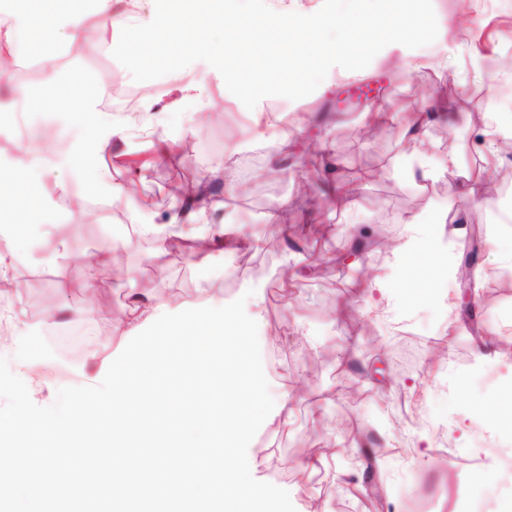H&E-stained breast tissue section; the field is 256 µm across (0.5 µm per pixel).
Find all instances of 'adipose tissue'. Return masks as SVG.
I'll return each instance as SVG.
<instances>
[{
	"mask_svg": "<svg viewBox=\"0 0 512 512\" xmlns=\"http://www.w3.org/2000/svg\"><path fill=\"white\" fill-rule=\"evenodd\" d=\"M172 13L161 24L143 31L132 49L136 58L158 66L167 64L172 53L209 55L222 60L225 78L232 81H261L268 70H276L282 93H290L296 81L322 61L339 56L342 47L360 51L368 47L377 32L401 40L420 33L418 14L390 13L382 23L368 20L354 25L346 42L330 41L320 34V23L307 13L284 7L274 8L256 18L228 22L224 0H175ZM138 28L134 12L114 13L112 0H8L0 9V67L19 63V41L39 49L42 66L40 84L17 89L16 96L31 112L78 114L82 135L75 141L72 159L91 165L98 153L111 149L123 130L111 113L100 109L107 81L88 72L64 80L56 66L61 47L100 48L98 30ZM65 30L64 46H57L54 34ZM223 31V44H214L213 31ZM45 197L34 183L32 169L24 157L0 160V224L9 225L13 239H21L25 225L53 221ZM410 233L396 249V260L413 290L430 288L435 278L450 275L448 255L428 226L410 220Z\"/></svg>",
	"mask_w": 512,
	"mask_h": 512,
	"instance_id": "adipose-tissue-1",
	"label": "adipose tissue"
}]
</instances>
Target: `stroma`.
<instances>
[{
  "instance_id": "35a3bbf8",
  "label": "stroma",
  "mask_w": 512,
  "mask_h": 512,
  "mask_svg": "<svg viewBox=\"0 0 512 512\" xmlns=\"http://www.w3.org/2000/svg\"><path fill=\"white\" fill-rule=\"evenodd\" d=\"M284 3L320 19L331 39L342 35L336 16L376 22L395 7L394 0H225L224 7L247 18ZM420 9L427 35L383 38L359 58L325 60L287 94L271 78L225 80L221 64L204 56L174 58L184 80L197 85L183 94L162 69L124 52L135 33L109 27L103 48L58 58L64 74L94 71L134 96L151 93L157 104L147 112L102 99L125 138L98 156L89 175L63 161L80 133L77 122L64 126L41 112L25 119L24 146L40 158L36 174L50 189L48 206L66 226L61 233L42 224L37 237L22 241L15 261L33 277L26 293L0 299V356L28 360L22 379L36 405H51L59 388L102 381L113 351L132 338L124 322L133 296L230 303L258 287L270 391L291 376L306 391L292 400L287 425L258 439L256 480L287 490L296 512H459L462 501L484 497L485 486L466 479L467 461L499 467L497 455L477 445L476 427L512 439V399L502 395L512 382V352L478 360L461 310L471 300L493 335L512 339V291L504 289L512 279V157L491 150L483 135L492 113H512V0H422ZM432 97L452 104L455 124H432L404 146L402 113ZM450 152L456 162L448 166ZM411 159L425 160L436 175L414 179ZM180 172L208 177L223 199L206 224H235L249 236L274 210L278 224L331 231L311 243L313 259L273 235L245 253L215 245L205 267L193 253L156 255L154 241L126 226L135 211L145 222L166 223L168 186ZM480 174L495 188L487 206L460 194ZM333 182L355 187L350 205L308 202L306 190ZM433 213L451 264L479 248L470 290L451 275L413 302L396 305L378 292L364 299L363 280H402L393 250L408 219ZM354 236L362 252L348 249ZM109 245L120 263L97 264L99 289L87 294L83 268ZM494 395L501 398L497 419L482 409ZM352 415L385 445L384 472H369L345 451L339 424ZM305 453L320 465L301 483Z\"/></svg>"
}]
</instances>
